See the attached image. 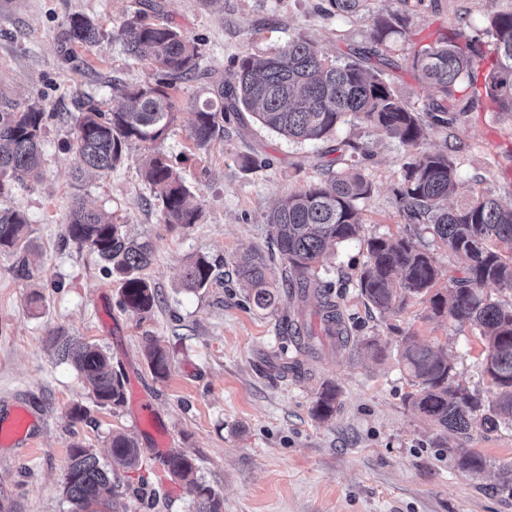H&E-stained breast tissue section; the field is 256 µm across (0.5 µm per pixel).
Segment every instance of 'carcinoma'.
<instances>
[{
    "mask_svg": "<svg viewBox=\"0 0 512 512\" xmlns=\"http://www.w3.org/2000/svg\"><path fill=\"white\" fill-rule=\"evenodd\" d=\"M371 0H328L326 12L350 17L366 10ZM424 0H399L400 10L377 17L372 39L387 48L403 35L409 15ZM495 39L494 55L482 85H477L479 62L484 58L476 39L460 42L446 36L414 52L412 67L433 86L437 96L420 108L408 105L392 88L378 64L362 65L350 55L330 59L312 41L295 38L269 53H245L232 82L211 80L209 96L193 100L190 138L203 147L224 132L225 113L251 114L267 129L289 142L302 145L333 137L337 128L357 119L416 149L403 165L395 197L407 224H428L440 242L465 263L462 276L448 278L446 293L433 292L441 270L434 257L412 239L391 242L372 238L367 261L357 282L359 294L386 318L409 300L429 297L435 316L448 314L469 324L485 349L481 375L489 380L493 396L486 398L455 380L448 356L404 336L398 355L417 390L408 395L411 406L435 426L466 439L473 429L496 431L512 423V301L493 300L481 293L492 283L512 291V204L484 191L473 190L448 205L456 193L460 174L451 145L444 150L419 149L429 132L450 129L473 111L479 100L494 112L512 113V11L489 20ZM69 42L93 44L98 30L88 18H71ZM126 52L155 68L152 80L132 89H120L123 103L109 112L91 109L75 118L76 149L85 169L106 175L121 164L132 142L152 144L163 138L178 112L179 84L199 74L194 42L168 23L129 21L118 31ZM470 94L460 96L462 86ZM44 112L34 105L19 111L0 105V195L13 183L40 175L43 163L41 130ZM338 156L323 165L322 177L305 189L280 200L269 212L272 227L269 255H246L237 263L238 279L248 288L253 307L266 310L279 300V291L267 276L268 262L280 258L288 264V295L314 303L322 335L339 346L348 341L343 311L331 285L319 281L318 266L329 246L360 236L359 203L371 195L372 185L360 172L362 148L347 141L336 144ZM163 222L173 226L196 223L198 210L187 204L189 190L179 173L161 153L143 165ZM63 241L86 246L109 265L121 283L120 304L136 313H148L156 293L143 275L151 264L152 245L128 237L123 225L106 215L73 202ZM32 228L24 214L0 210V253L18 255L16 271L32 269ZM222 279L216 265L200 256L188 263L182 282L188 290L208 288ZM59 356L69 361L100 407L117 409L125 402L123 375L112 368L103 347L81 340L59 345ZM151 374L163 378L169 370L168 354L155 346L149 353ZM336 411V390H323L316 415L327 419ZM139 470L142 451L138 441L121 431L112 433L111 462L103 464L83 445H71L64 475L63 494L78 512H112L119 493L112 469ZM165 466L175 479L196 492V512H222L219 494L198 475L195 460L173 452Z\"/></svg>",
    "mask_w": 512,
    "mask_h": 512,
    "instance_id": "cac0c4a2",
    "label": "carcinoma"
}]
</instances>
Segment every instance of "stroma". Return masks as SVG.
<instances>
[{
	"mask_svg": "<svg viewBox=\"0 0 512 512\" xmlns=\"http://www.w3.org/2000/svg\"><path fill=\"white\" fill-rule=\"evenodd\" d=\"M323 0H0V103L42 108L44 165L38 181L0 197V209L23 213L39 255L31 277L13 271L0 255V401L22 400L40 416L37 449L16 455L0 447V512H70L62 493L71 444L110 460L113 431L135 436L141 471L113 474L123 491L116 512H195V495L172 480L155 442L194 458L202 480L224 500V512H512V429L473 430L467 443L434 427L407 402L413 386L396 351L402 336L445 351L459 380L479 383L483 345L470 326L431 314L427 299L411 300L383 318L355 286L374 237L413 236L433 253L443 274L462 263L424 225L405 224L395 196L408 152L394 139L359 121L341 125L340 139L370 154L362 165L372 185L363 201L359 239L330 248L318 267L332 282L348 317L350 342L326 341L315 355L286 349L282 329L297 299L259 310L248 303L235 264L267 250L273 204L316 181L329 143L295 145L254 120L226 121L223 134L196 147L190 137L191 101L202 80L184 83L180 109L165 139L131 144L126 158L102 177L73 178L75 117L89 107L110 110L113 83L152 80L154 69L126 54L119 28L135 14L169 21L195 42L200 67L228 82L243 52L265 54L303 36L328 54L369 45L376 15L398 10V0H373L368 12L343 18L322 12ZM512 9V0H425L396 38L384 71L408 104L422 106L436 92L415 75V50L443 33L479 38L491 50L488 19ZM100 31L89 46L68 42L74 16ZM458 147L462 192L481 186L512 200V114L477 105L453 131L430 132L422 146ZM167 155L189 189L200 218L190 226L163 222L141 175L147 151ZM111 213L137 239L149 240L153 257L145 276L157 292L154 308L136 315L119 306V282L89 248L62 244L73 198ZM224 263V280L192 291L181 284L197 256ZM97 343L125 380L118 410L97 406L78 372L61 361L57 340ZM377 340L374 355L367 340ZM170 355L165 379L148 366L150 345ZM337 393L326 420L313 410L323 389ZM157 415L158 436L133 420L139 395ZM89 421L72 422L74 404ZM480 454L481 473L459 466V448ZM146 484H139V477Z\"/></svg>",
	"mask_w": 512,
	"mask_h": 512,
	"instance_id": "stroma-1",
	"label": "stroma"
}]
</instances>
